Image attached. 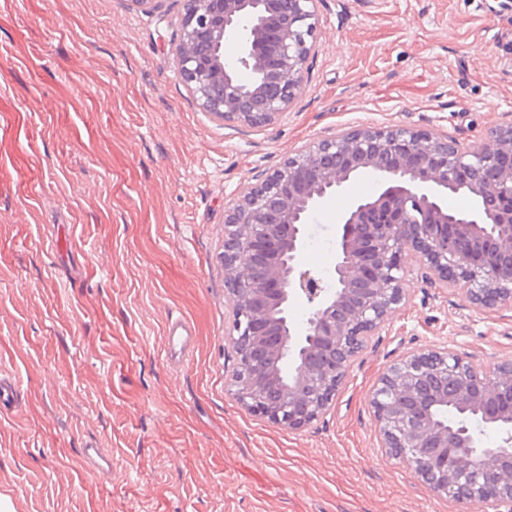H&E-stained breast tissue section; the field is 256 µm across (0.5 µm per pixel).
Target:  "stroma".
<instances>
[{
    "label": "stroma",
    "instance_id": "1",
    "mask_svg": "<svg viewBox=\"0 0 512 512\" xmlns=\"http://www.w3.org/2000/svg\"><path fill=\"white\" fill-rule=\"evenodd\" d=\"M129 0H0V498L12 512H457L386 456L369 395L402 353L512 358V308L406 278V304L331 412L289 433L227 391L218 255L240 187L353 126L434 128L464 148L512 123V0H320L309 79L271 126L213 122L172 62L170 19ZM357 177L307 228L331 274ZM187 321V356L166 327ZM94 442L112 479L86 467Z\"/></svg>",
    "mask_w": 512,
    "mask_h": 512
}]
</instances>
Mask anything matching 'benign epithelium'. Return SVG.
<instances>
[{
  "mask_svg": "<svg viewBox=\"0 0 512 512\" xmlns=\"http://www.w3.org/2000/svg\"><path fill=\"white\" fill-rule=\"evenodd\" d=\"M173 55L196 108L229 126L262 128L293 105L308 80L319 0H181ZM236 40L230 60L224 47ZM247 71L250 80L241 77ZM512 124L470 151L431 129L349 128L312 141L224 210L219 254L231 307L236 373L228 392L245 410L287 431L327 414L354 359L405 304L412 252L431 285L458 287L488 310L512 305ZM360 175L376 194L352 201L336 225L331 282L303 263L306 226ZM466 191L475 210H448ZM310 305L304 324L294 299ZM288 358V375L273 364ZM369 404L381 447L432 493L484 512H512V359L491 375L447 345L407 353L385 367ZM439 407L481 416L500 434L479 441L437 420Z\"/></svg>",
  "mask_w": 512,
  "mask_h": 512,
  "instance_id": "obj_1",
  "label": "benign epithelium"
}]
</instances>
